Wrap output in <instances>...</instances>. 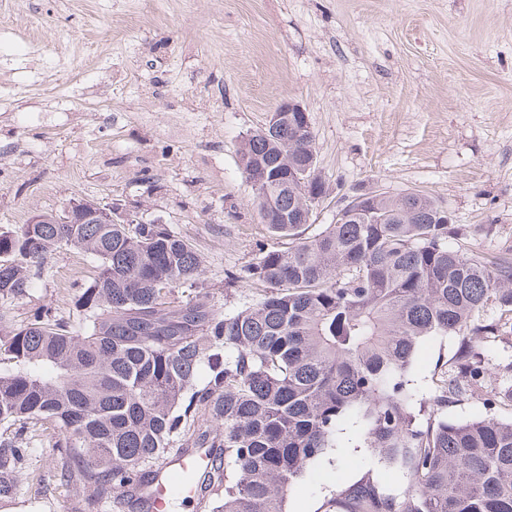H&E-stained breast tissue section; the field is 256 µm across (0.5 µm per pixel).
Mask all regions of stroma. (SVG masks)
<instances>
[{
	"label": "stroma",
	"instance_id": "obj_1",
	"mask_svg": "<svg viewBox=\"0 0 512 512\" xmlns=\"http://www.w3.org/2000/svg\"><path fill=\"white\" fill-rule=\"evenodd\" d=\"M308 111L326 196L306 236L362 190L419 191L448 208L474 250L512 253V0H0V227L71 200L117 203L193 240L218 307L272 238L239 149L281 101ZM96 272L48 254L15 325L39 304L81 328L74 296ZM456 336L418 348L411 378L432 394ZM366 456L341 439L288 493L318 512ZM26 508L80 512L46 437L34 438Z\"/></svg>",
	"mask_w": 512,
	"mask_h": 512
}]
</instances>
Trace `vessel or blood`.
Masks as SVG:
<instances>
[{"label":"vessel or blood","mask_w":512,"mask_h":512,"mask_svg":"<svg viewBox=\"0 0 512 512\" xmlns=\"http://www.w3.org/2000/svg\"><path fill=\"white\" fill-rule=\"evenodd\" d=\"M213 464L212 449H183L156 467L152 480L140 493L147 498L151 512H169L175 502L195 498L193 478Z\"/></svg>","instance_id":"vessel-or-blood-1"}]
</instances>
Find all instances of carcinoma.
Listing matches in <instances>:
<instances>
[{"instance_id": "cac0c4a2", "label": "carcinoma", "mask_w": 512, "mask_h": 512, "mask_svg": "<svg viewBox=\"0 0 512 512\" xmlns=\"http://www.w3.org/2000/svg\"><path fill=\"white\" fill-rule=\"evenodd\" d=\"M300 112H277L243 138L241 163L266 227L288 240L224 277L265 287L216 307L197 247L167 224H23L0 229V301L23 299L32 268L61 246L97 260L75 304L76 331L52 307L16 326L0 313V501L29 482L33 432L53 429L61 478L85 489L81 512L141 483L179 448H218L198 479L212 512H286L293 484L352 432L369 461L325 512H512V379L488 384L486 344L512 337V255H484L418 191L365 200L304 236L323 183L288 179L314 165ZM461 337L432 374L410 371L418 345ZM474 400L492 413L448 419ZM407 485L394 492L376 468Z\"/></svg>"}]
</instances>
